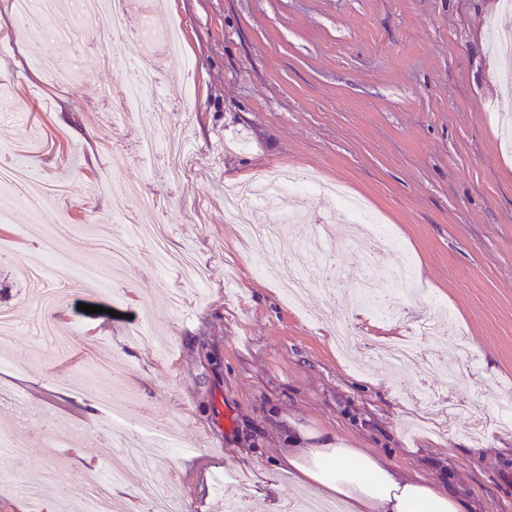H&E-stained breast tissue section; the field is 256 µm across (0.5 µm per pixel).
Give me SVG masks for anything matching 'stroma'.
Masks as SVG:
<instances>
[{
  "label": "stroma",
  "instance_id": "obj_1",
  "mask_svg": "<svg viewBox=\"0 0 512 512\" xmlns=\"http://www.w3.org/2000/svg\"><path fill=\"white\" fill-rule=\"evenodd\" d=\"M157 31L181 37L163 93L175 109L173 135L187 145V173L156 174L112 202L139 163L136 146L156 128L138 117L112 125L101 98L116 71L100 66L99 45L30 40L12 23L14 0H0V87L14 91L0 112V165L26 158L34 175L68 191L38 213L17 206L0 224V309L34 323L38 306L25 287L37 259L72 278L88 262L108 268L112 254L91 248L98 224L123 219L168 227L170 248L194 254L208 270L203 290H183L172 308L175 274L159 275L150 242L138 267L119 275L116 293L95 285L60 292L53 315L68 353L20 333L0 344V387L18 393L30 414L48 417L59 442L44 447L38 425L18 440L36 447L21 468L0 463V512H29L33 489L43 512H78L79 500L55 482L57 469L170 472L186 512H284L297 483L279 471L282 449L309 434L341 439L385 456L403 475L456 487L477 512H512V429L494 426L512 402V143L496 119L506 110V75L492 43L505 25L502 0H154ZM74 63L82 76L52 82L46 60ZM290 167L343 183L366 199L400 247L383 255L336 245L321 258L344 280L325 295L318 285L288 307L279 282L260 274L257 243L242 225L265 226L267 202L224 209L226 186ZM305 221L286 230L283 257L307 263L297 243L316 221L335 223L317 193L299 199ZM411 260L415 280L372 286L389 300L381 318L358 309L362 273ZM432 351L453 385L424 380L419 367L394 376L377 350L380 337L408 335L434 303ZM362 327L341 353L328 330L338 317ZM149 343L131 337L141 325ZM106 350L124 368L127 423L148 410L167 414L183 451L138 437L127 457L97 426L108 375L92 358Z\"/></svg>",
  "mask_w": 512,
  "mask_h": 512
}]
</instances>
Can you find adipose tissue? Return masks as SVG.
Here are the masks:
<instances>
[{
	"label": "adipose tissue",
	"instance_id": "ef3b65f1",
	"mask_svg": "<svg viewBox=\"0 0 512 512\" xmlns=\"http://www.w3.org/2000/svg\"><path fill=\"white\" fill-rule=\"evenodd\" d=\"M287 472L321 502L340 503L343 512H465L447 485L404 477L384 456L343 441L289 448Z\"/></svg>",
	"mask_w": 512,
	"mask_h": 512
}]
</instances>
